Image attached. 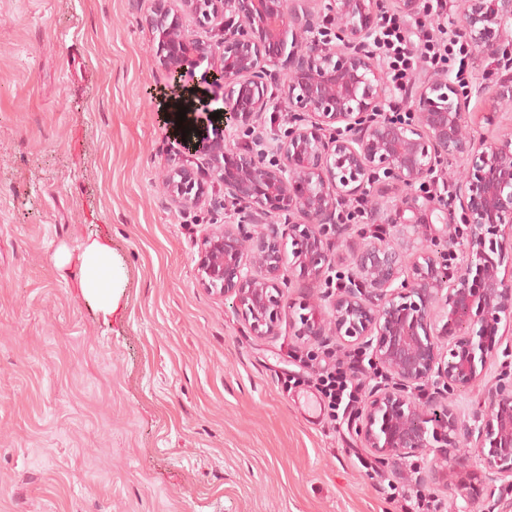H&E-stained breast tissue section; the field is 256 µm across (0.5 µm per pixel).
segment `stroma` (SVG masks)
<instances>
[{
  "mask_svg": "<svg viewBox=\"0 0 512 512\" xmlns=\"http://www.w3.org/2000/svg\"><path fill=\"white\" fill-rule=\"evenodd\" d=\"M146 0H0V512H405L368 449L331 422L288 324L252 336L199 282L224 186L173 203V149L148 65ZM475 137L512 135V107L473 94ZM112 249L117 305L84 299L91 239Z\"/></svg>",
  "mask_w": 512,
  "mask_h": 512,
  "instance_id": "obj_1",
  "label": "stroma"
}]
</instances>
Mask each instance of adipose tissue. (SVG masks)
<instances>
[{
	"label": "adipose tissue",
	"mask_w": 512,
	"mask_h": 512,
	"mask_svg": "<svg viewBox=\"0 0 512 512\" xmlns=\"http://www.w3.org/2000/svg\"><path fill=\"white\" fill-rule=\"evenodd\" d=\"M115 286L111 248L97 240L90 242L80 255V287L84 296L97 305L103 316H111L114 310Z\"/></svg>",
	"instance_id": "obj_1"
}]
</instances>
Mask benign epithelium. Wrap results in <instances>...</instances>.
Masks as SVG:
<instances>
[{
    "label": "benign epithelium",
    "instance_id": "1",
    "mask_svg": "<svg viewBox=\"0 0 512 512\" xmlns=\"http://www.w3.org/2000/svg\"><path fill=\"white\" fill-rule=\"evenodd\" d=\"M310 2L148 0L151 57L171 79L161 112L174 143L205 157L237 215L204 238L201 284L232 300L255 336L276 335L286 319L295 335L334 337L379 366L384 381L349 421L379 468L420 457L427 466L417 481L445 479L463 500L452 512H512V501L495 496L512 489V372L500 375L469 422L453 406L432 411L415 396L428 386L448 394L480 383L500 324L512 319V285L500 275L512 250V137L474 139L472 88L442 75L406 97L409 119H391L394 88L368 42L386 0H329L325 15ZM188 16L220 38L195 35ZM458 27L471 54L495 62L477 92L512 106V0H464ZM278 74L292 126L274 155L227 142L228 128H260ZM457 159L465 161L453 191L461 224L444 237L445 260L426 252L409 260L394 242L369 240L349 248L347 273L332 281L344 233L338 215L352 200L370 204L369 223L414 240L422 221H397L372 201L374 184L400 189L399 210L417 214L435 204L417 187L438 185ZM162 184L182 206L206 200L207 184L191 166L171 167ZM285 269L326 285L296 317L285 301Z\"/></svg>",
    "mask_w": 512,
    "mask_h": 512
}]
</instances>
